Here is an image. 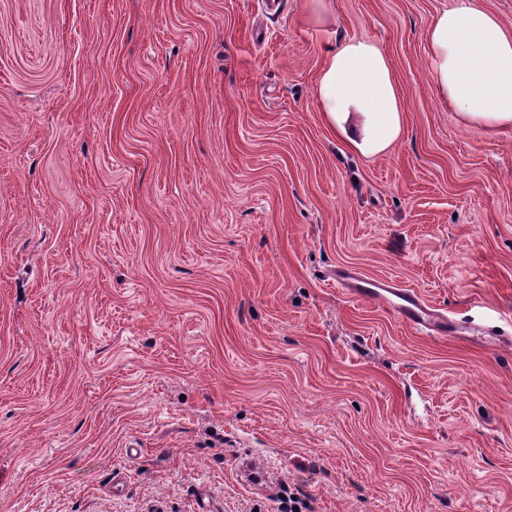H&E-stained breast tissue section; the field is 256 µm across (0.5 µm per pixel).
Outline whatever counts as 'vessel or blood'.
Returning a JSON list of instances; mask_svg holds the SVG:
<instances>
[{
    "label": "vessel or blood",
    "instance_id": "obj_1",
    "mask_svg": "<svg viewBox=\"0 0 512 512\" xmlns=\"http://www.w3.org/2000/svg\"><path fill=\"white\" fill-rule=\"evenodd\" d=\"M336 283L351 295L389 308L400 321L412 328L426 329L438 336L455 335L460 331L458 323L430 308L417 292L398 287L391 281L368 279L354 267L341 266L336 270Z\"/></svg>",
    "mask_w": 512,
    "mask_h": 512
}]
</instances>
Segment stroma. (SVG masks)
<instances>
[{"label": "stroma", "mask_w": 512, "mask_h": 512, "mask_svg": "<svg viewBox=\"0 0 512 512\" xmlns=\"http://www.w3.org/2000/svg\"><path fill=\"white\" fill-rule=\"evenodd\" d=\"M450 4L0 0V512H512V130L433 94ZM346 38L373 158L315 95ZM317 96L329 126L364 156L384 153L401 134L397 81L388 58L372 43L340 42L328 56ZM336 284L352 296L373 300L389 308L396 317L415 329H427L438 336L456 335L460 326L446 315L430 308L414 290L396 286L385 279H367L356 268L336 269Z\"/></svg>", "instance_id": "stroma-1"}]
</instances>
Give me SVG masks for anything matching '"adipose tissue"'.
<instances>
[{
    "label": "adipose tissue",
    "mask_w": 512,
    "mask_h": 512,
    "mask_svg": "<svg viewBox=\"0 0 512 512\" xmlns=\"http://www.w3.org/2000/svg\"><path fill=\"white\" fill-rule=\"evenodd\" d=\"M431 86L467 125L512 129V30L475 0H454L426 28ZM329 126L367 157L399 138L403 115L388 58L372 43L347 39L334 48L317 84Z\"/></svg>",
    "instance_id": "adipose-tissue-1"
}]
</instances>
